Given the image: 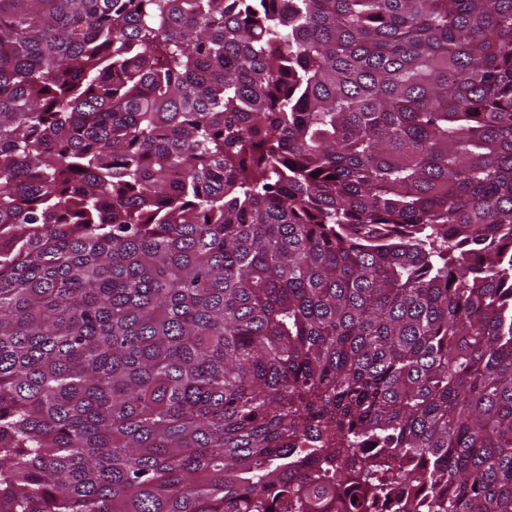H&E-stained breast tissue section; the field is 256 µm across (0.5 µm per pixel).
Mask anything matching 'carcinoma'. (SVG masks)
I'll return each mask as SVG.
<instances>
[{"label": "carcinoma", "mask_w": 512, "mask_h": 512, "mask_svg": "<svg viewBox=\"0 0 512 512\" xmlns=\"http://www.w3.org/2000/svg\"><path fill=\"white\" fill-rule=\"evenodd\" d=\"M397 490L512 512V0H0V512Z\"/></svg>", "instance_id": "carcinoma-1"}]
</instances>
